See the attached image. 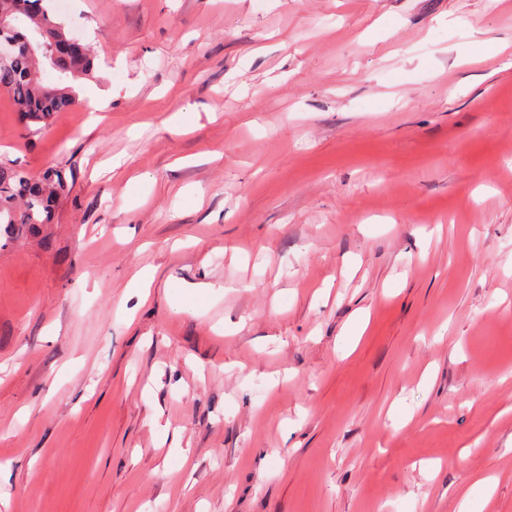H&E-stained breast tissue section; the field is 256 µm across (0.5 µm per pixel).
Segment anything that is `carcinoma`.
<instances>
[{
  "instance_id": "obj_1",
  "label": "carcinoma",
  "mask_w": 512,
  "mask_h": 512,
  "mask_svg": "<svg viewBox=\"0 0 512 512\" xmlns=\"http://www.w3.org/2000/svg\"><path fill=\"white\" fill-rule=\"evenodd\" d=\"M11 21L19 35L40 36L44 42L66 45L75 40L58 18L53 0H0V16ZM96 55L92 47L80 42L73 52L55 62L57 81H45V55L25 51L0 60V93L9 97L24 128L32 133L44 129L53 116L71 109L78 102L75 85L93 74ZM68 183L63 166L46 167L31 176L12 165L0 163V234L12 239L35 235L53 222L60 198Z\"/></svg>"
}]
</instances>
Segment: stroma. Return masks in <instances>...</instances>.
I'll use <instances>...</instances> for the list:
<instances>
[{
  "instance_id": "stroma-1",
  "label": "stroma",
  "mask_w": 512,
  "mask_h": 512,
  "mask_svg": "<svg viewBox=\"0 0 512 512\" xmlns=\"http://www.w3.org/2000/svg\"><path fill=\"white\" fill-rule=\"evenodd\" d=\"M61 18L109 103L0 93L69 184L0 246V512H512V0Z\"/></svg>"
}]
</instances>
